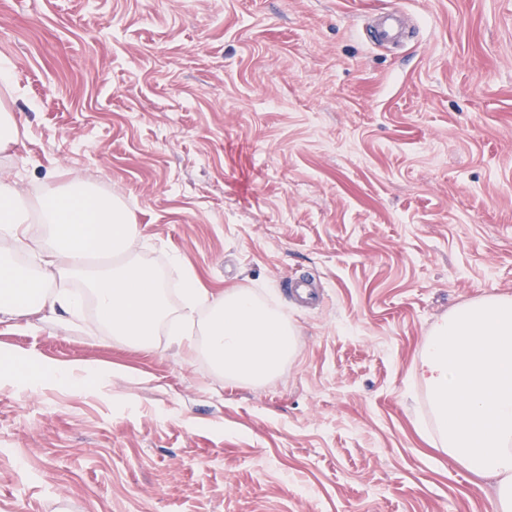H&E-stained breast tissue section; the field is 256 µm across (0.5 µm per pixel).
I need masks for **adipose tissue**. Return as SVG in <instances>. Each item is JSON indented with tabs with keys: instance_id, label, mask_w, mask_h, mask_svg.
<instances>
[{
	"instance_id": "obj_1",
	"label": "adipose tissue",
	"mask_w": 512,
	"mask_h": 512,
	"mask_svg": "<svg viewBox=\"0 0 512 512\" xmlns=\"http://www.w3.org/2000/svg\"><path fill=\"white\" fill-rule=\"evenodd\" d=\"M139 234L120 197L91 183L51 174L33 199L0 179V326L36 314L68 322L90 306L115 338L148 348L166 330L218 374L253 385L294 357L296 330L285 315L245 288L209 293L177 255L170 270L182 282L181 305L171 308L163 274L124 256ZM25 246L39 252L37 265L17 262ZM89 256L116 263L86 279L84 292L54 289L55 280L80 276ZM30 367L37 381L104 387L113 376L92 364L42 358ZM418 371L434 422L430 444L474 477L493 480L492 512H512V296L485 295L450 310L427 336Z\"/></svg>"
}]
</instances>
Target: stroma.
Masks as SVG:
<instances>
[{"label": "stroma", "instance_id": "1", "mask_svg": "<svg viewBox=\"0 0 512 512\" xmlns=\"http://www.w3.org/2000/svg\"><path fill=\"white\" fill-rule=\"evenodd\" d=\"M399 9L397 50L370 22ZM24 146L0 164L118 193L132 255L247 288L298 350L260 385L33 321L0 353L115 370L0 386V512H489L428 445L432 325L512 295V0H0ZM314 279L317 309L290 280Z\"/></svg>", "mask_w": 512, "mask_h": 512}]
</instances>
